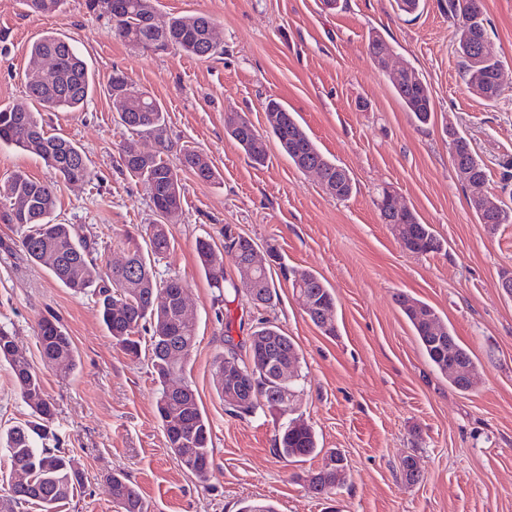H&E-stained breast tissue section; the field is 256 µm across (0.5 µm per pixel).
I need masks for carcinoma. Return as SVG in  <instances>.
Wrapping results in <instances>:
<instances>
[{
  "label": "carcinoma",
  "mask_w": 512,
  "mask_h": 512,
  "mask_svg": "<svg viewBox=\"0 0 512 512\" xmlns=\"http://www.w3.org/2000/svg\"><path fill=\"white\" fill-rule=\"evenodd\" d=\"M32 14L48 15L56 12L62 0H22ZM86 7L109 18L112 35L145 53L173 49L200 59L219 53L218 43L209 39L212 22L201 15H183L173 19L166 28L150 23L155 14L154 0H86ZM475 20L465 25L466 18ZM448 18L456 27L458 50L463 59V79L475 96L493 101L499 93H487L486 86L501 61L488 38V19L483 0H448ZM485 38V54L481 66L470 64L468 55L471 37ZM53 51L56 55L57 81L45 86L34 72L25 75L28 96L47 112H77L84 108L93 92L94 82L86 62L74 47L51 33L36 39L30 54L39 56ZM401 104L415 119L426 124L434 112L433 98L428 83L411 65L397 75L389 77ZM106 91L110 97L125 99L117 112L118 123L130 137L120 145L119 160L122 167L143 183L157 216L156 222L146 227L144 243L128 238L127 250L133 269L128 271L110 268L102 273L90 259L91 251L86 240L72 224L55 221L56 198L54 186L30 178L18 171L0 185V220L16 224L22 229L21 251L35 264L43 265V252L49 250L56 262L47 270L64 287L76 294L92 290L99 307L102 322L112 341L127 355L138 357L141 351L140 333L148 334L150 360L154 381L158 385L157 411L164 431L167 447L178 465L199 480L209 477L213 466V448L209 423L201 410L195 391L179 395L169 391L171 380L185 371L196 344L194 324L182 325L180 334L172 333L180 323L178 299L166 305L157 304L159 295L168 293V285L179 280L157 278L153 260L169 251L171 245L169 224L165 222L169 209L182 210L183 184L177 169L170 166L163 155L171 152L173 144L166 137L165 111L162 104L146 90L136 89L118 73L112 74ZM270 130L280 146L297 168L318 162L322 166V185L327 193L340 200L353 192L349 172L329 160L319 150L299 122L288 114V121L278 116L287 109L277 101H269ZM228 135L256 164H263L266 153L262 139L253 124L238 112L224 117ZM149 137L156 149L146 152L139 147V139ZM456 158L452 162L458 169L466 170L479 179H487V172L466 137L454 136ZM15 146L39 156L59 179L70 182L74 178L89 182L94 172L84 151L72 140L60 135H49L36 113L28 109L0 108V145ZM183 170L201 181L216 179L217 173L210 161L196 151L182 152ZM480 224L496 232L504 224H512V206L500 205L495 212L474 211ZM394 225L401 228L406 250L417 255L438 253L444 241L437 237L428 224L419 221L417 214L406 211L395 217ZM224 248L237 269L242 272L253 249V240L242 235L224 233ZM196 249L202 270L208 280L219 288L224 282V266L220 254L207 240H198ZM292 286H305L317 304L330 312V323L318 320L313 323L333 334L336 331V297L331 288L315 272L304 268L289 270ZM262 288L250 302L257 309L272 306L277 296L273 278L267 269L254 271ZM396 302L410 322L431 364L457 390H473L480 378L479 367L471 352L456 344L455 358L462 367L461 373L448 375V345H440L428 334L427 317L440 319L430 304L399 294ZM39 351L47 364L68 374L76 367V355L71 338L63 324L54 316H44L37 323ZM264 349L276 357H293L300 361V354L292 339L270 321L258 322L249 338L248 362L242 365L246 372L245 397L249 401L236 407L238 413H249L261 406L279 408L283 388L271 372L264 370L255 352ZM0 362L11 369L15 385L31 409L30 419L0 434V444H5L12 467L25 468L30 477L27 490L22 495H0V512H16L21 504H36L41 512H59L70 497L84 484L85 474L72 455L60 450L57 435L51 424L54 406L45 394L39 373L25 355L16 350L14 337L0 328ZM276 452L288 459H303L317 452V442L312 428L297 419L288 425L276 439ZM112 499L123 512H147L138 488L123 474L108 477ZM307 488L316 496L330 495L336 490V455L331 454L315 472L307 477Z\"/></svg>",
  "instance_id": "obj_1"
}]
</instances>
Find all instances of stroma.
I'll return each instance as SVG.
<instances>
[{"label": "stroma", "instance_id": "35a3bbf8", "mask_svg": "<svg viewBox=\"0 0 512 512\" xmlns=\"http://www.w3.org/2000/svg\"><path fill=\"white\" fill-rule=\"evenodd\" d=\"M489 34L502 63L501 95L492 102L468 92L448 18L447 0H423L412 14L395 0H157L156 21L195 14L210 18L222 54L197 59L177 52L146 54L112 36L108 18L85 0H64L46 16L20 0H0V107L28 108L24 73L29 48L44 33L70 42L86 60L96 88L77 112L44 113L47 133L72 139L87 154L92 181H56L37 156L0 146V182L13 172L55 185V218L94 242L99 265L121 263L128 237L156 216L137 178L119 165L127 131L116 121L105 84L113 71L163 105L174 148L208 156L218 172L204 182L183 174L184 199L171 223L172 244L157 261L159 278H179L196 345L184 379L208 420L214 468L200 481L177 465L156 409L148 353L133 358L114 345L91 294H73L18 251L21 231L0 222V326L38 369L56 407L54 427L80 462L85 485L61 512H117L107 478L123 471L148 512H240L251 503L276 512H512V298L500 288L512 273V225L490 233L477 223L457 180L447 129L463 133L484 164L482 191L512 200V0H484ZM414 66L429 84L434 118L418 123L398 100L388 75L368 53L371 33ZM291 112L321 152L346 167L356 189L346 200L298 170L270 133L268 100ZM245 114L261 134L257 166L227 135L224 115ZM388 186L401 204L444 240L442 252L403 250L373 201ZM257 245L277 289L273 307L253 308L234 293L238 274L224 261L229 289L213 288L196 242L224 248V227ZM316 272L337 298L336 333L306 316L284 268ZM404 293L432 305L472 353L481 382L453 388L429 362L395 301ZM229 308L230 322L218 320ZM54 314L66 328L77 366L60 375L43 365L38 319ZM275 322L299 349L296 414L315 431L319 456L283 460L275 440L287 416L227 410L213 382V360L232 336L245 353L259 319ZM29 413L11 370L0 363V431ZM338 452L346 477L330 499L309 493L305 479ZM414 457L416 481L402 473Z\"/></svg>", "mask_w": 512, "mask_h": 512}]
</instances>
